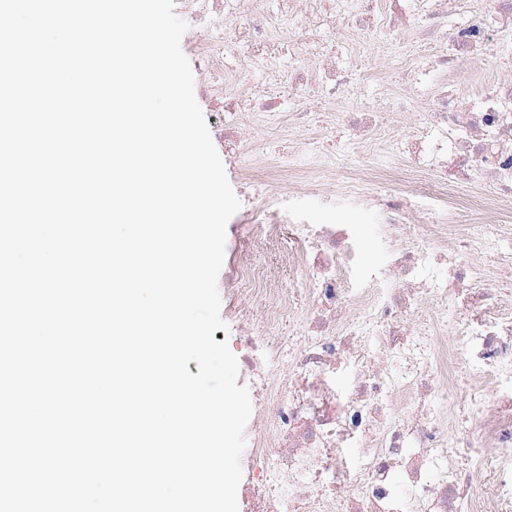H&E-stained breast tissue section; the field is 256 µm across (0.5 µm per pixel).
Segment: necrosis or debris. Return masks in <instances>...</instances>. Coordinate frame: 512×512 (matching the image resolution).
<instances>
[{
	"mask_svg": "<svg viewBox=\"0 0 512 512\" xmlns=\"http://www.w3.org/2000/svg\"><path fill=\"white\" fill-rule=\"evenodd\" d=\"M264 5L181 0L204 90L254 189L244 234L253 250L287 240L293 275L282 286L235 249L224 275L225 319L257 387L241 458L249 512H512V70L501 63L512 0ZM395 13L422 42L393 35L385 53L408 85L381 71L374 87L403 136L343 111L359 76L320 65L335 43L361 51L366 26ZM470 59L481 70L461 97L447 78ZM312 90L330 106L320 122L300 107ZM341 129L365 151L324 150ZM271 134L292 139L295 159L255 151ZM304 186L376 215L388 257L365 282L350 227L292 207ZM489 211L496 223H482Z\"/></svg>",
	"mask_w": 512,
	"mask_h": 512,
	"instance_id": "necrosis-or-debris-1",
	"label": "necrosis or debris"
}]
</instances>
